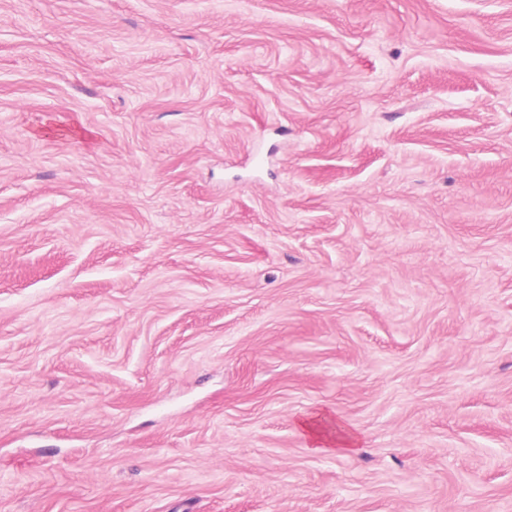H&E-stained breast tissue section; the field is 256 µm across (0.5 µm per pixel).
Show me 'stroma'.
Masks as SVG:
<instances>
[{
	"label": "stroma",
	"instance_id": "35a3bbf8",
	"mask_svg": "<svg viewBox=\"0 0 512 512\" xmlns=\"http://www.w3.org/2000/svg\"><path fill=\"white\" fill-rule=\"evenodd\" d=\"M0 512H512V0H0ZM318 414H312L307 416L301 423L302 429L306 432V436L312 441V448L314 452H325V453H343L351 454L356 451L353 448L355 445V438L351 435H345L334 440L333 437H329L319 429ZM334 444L336 448H334Z\"/></svg>",
	"mask_w": 512,
	"mask_h": 512
}]
</instances>
